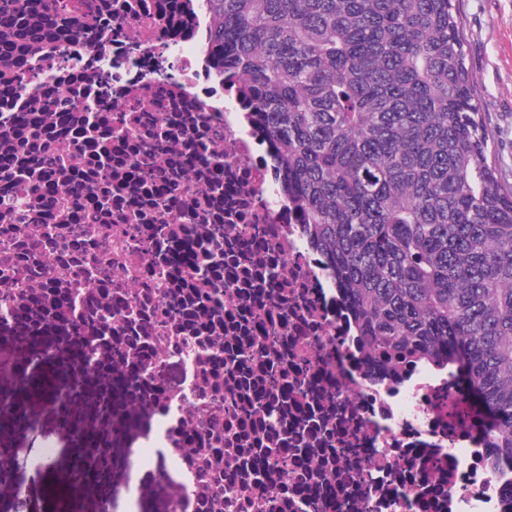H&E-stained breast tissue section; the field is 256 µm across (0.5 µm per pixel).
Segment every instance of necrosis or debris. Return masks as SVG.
<instances>
[{"mask_svg": "<svg viewBox=\"0 0 512 512\" xmlns=\"http://www.w3.org/2000/svg\"><path fill=\"white\" fill-rule=\"evenodd\" d=\"M0 0V342L68 375L113 512H512L451 374H370L333 279L207 51L209 0ZM66 126H59V114ZM92 412H84L85 403ZM50 440L0 469L48 468Z\"/></svg>", "mask_w": 512, "mask_h": 512, "instance_id": "4bbe7bcc", "label": "necrosis or debris"}]
</instances>
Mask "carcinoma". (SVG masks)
Segmentation results:
<instances>
[{
    "instance_id": "cac0c4a2",
    "label": "carcinoma",
    "mask_w": 512,
    "mask_h": 512,
    "mask_svg": "<svg viewBox=\"0 0 512 512\" xmlns=\"http://www.w3.org/2000/svg\"><path fill=\"white\" fill-rule=\"evenodd\" d=\"M208 52L381 371L450 367L512 456V185L455 0H210Z\"/></svg>"
}]
</instances>
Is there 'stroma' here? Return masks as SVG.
Masks as SVG:
<instances>
[{
    "label": "stroma",
    "mask_w": 512,
    "mask_h": 512,
    "mask_svg": "<svg viewBox=\"0 0 512 512\" xmlns=\"http://www.w3.org/2000/svg\"><path fill=\"white\" fill-rule=\"evenodd\" d=\"M465 28L467 65L471 71L483 117L491 132L497 167L512 182V0H457ZM73 424L40 410L0 425V447L28 448L40 438L55 442V464L49 471L15 474L16 482L29 490V512H44L40 484L72 475L70 437ZM124 472L114 465L110 480H91L80 486L78 512H103Z\"/></svg>",
    "instance_id": "stroma-1"
}]
</instances>
